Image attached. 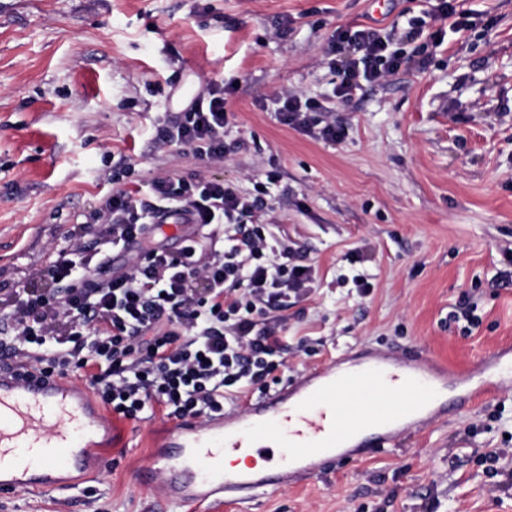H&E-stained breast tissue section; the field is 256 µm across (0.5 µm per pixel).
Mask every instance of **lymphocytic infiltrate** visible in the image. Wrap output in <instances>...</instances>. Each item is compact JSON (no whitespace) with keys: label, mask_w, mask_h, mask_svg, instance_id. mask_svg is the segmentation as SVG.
<instances>
[{"label":"lymphocytic infiltrate","mask_w":512,"mask_h":512,"mask_svg":"<svg viewBox=\"0 0 512 512\" xmlns=\"http://www.w3.org/2000/svg\"><path fill=\"white\" fill-rule=\"evenodd\" d=\"M423 27L336 30L328 47L335 98L347 102L414 63L401 46ZM272 101L284 125L331 144L346 136L322 102L288 91ZM228 123L224 83L210 80L164 119L158 140L219 167ZM134 169L125 157L100 169L111 190L90 223L73 225L66 247L12 289L0 308V356L30 374L85 380L107 410L134 422L220 415L226 398L271 391L288 369L286 312L311 294L313 273L286 236L250 223L265 184L244 194L218 178L164 172L129 190ZM169 219L193 226L175 251L147 231ZM116 250L131 256L117 269Z\"/></svg>","instance_id":"obj_1"}]
</instances>
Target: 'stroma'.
Listing matches in <instances>:
<instances>
[{
	"label": "stroma",
	"mask_w": 512,
	"mask_h": 512,
	"mask_svg": "<svg viewBox=\"0 0 512 512\" xmlns=\"http://www.w3.org/2000/svg\"><path fill=\"white\" fill-rule=\"evenodd\" d=\"M471 29L446 31L424 66L367 85L335 112L329 144L282 124L260 97L329 98L325 58L337 29L405 32L430 0H0V282L23 279L106 193L104 155L135 180L174 170L242 192L274 174L258 221L315 269L316 291L288 311L290 377L347 347L421 349L467 370L512 344V0H454ZM286 37H279L280 29ZM224 82L223 168L160 145L166 113L209 79ZM372 292L359 297L353 280ZM475 291L482 322L449 325ZM163 417L119 420L96 467L70 491L10 493V512H170L161 484L139 486ZM512 433V389L269 494L182 512H512V460L495 496L479 459Z\"/></svg>",
	"instance_id": "obj_1"
}]
</instances>
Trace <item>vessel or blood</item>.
<instances>
[{"label": "vessel or blood", "instance_id": "vessel-or-blood-1", "mask_svg": "<svg viewBox=\"0 0 512 512\" xmlns=\"http://www.w3.org/2000/svg\"><path fill=\"white\" fill-rule=\"evenodd\" d=\"M512 347L449 373L420 350L344 353L250 403L246 413L173 423L137 473L139 485L161 482L167 504L240 501L318 475L337 460L394 447L449 407L507 387L502 368ZM460 386L449 400V385ZM116 433L85 387L0 366V491L67 490L89 465L91 449ZM281 448L280 465L228 472L225 455Z\"/></svg>", "mask_w": 512, "mask_h": 512}]
</instances>
